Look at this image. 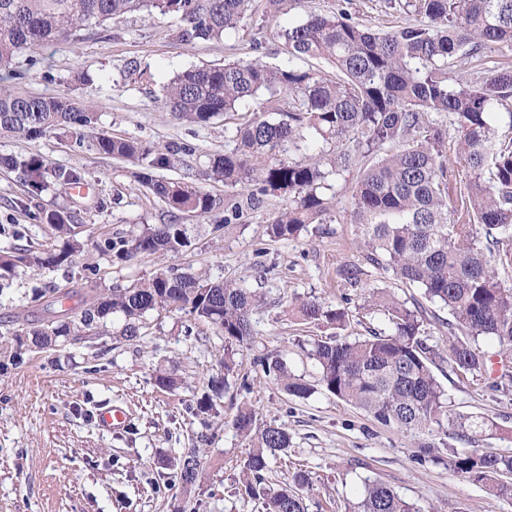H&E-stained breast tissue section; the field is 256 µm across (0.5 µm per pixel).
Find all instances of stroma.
<instances>
[{"mask_svg":"<svg viewBox=\"0 0 512 512\" xmlns=\"http://www.w3.org/2000/svg\"><path fill=\"white\" fill-rule=\"evenodd\" d=\"M340 8L373 28L390 30L407 20L388 8L386 0H284L274 21L255 14L221 39L187 43L176 36L177 17L131 14L83 31L79 41L17 53L0 65V87L26 95L73 97L98 112V129L108 135L150 146H191V153L180 154L176 167L168 170V178L204 184L222 201L239 198L244 189L201 181L210 158L234 148L231 123L220 116L204 126L177 120L160 100L163 86L176 73L196 66L253 58L270 66L287 65L279 31L309 13ZM35 153L50 168L79 171L84 184L78 190L53 184L33 198L19 169L0 166V249L47 244L50 235L41 215L52 210L70 213L80 234L91 231L99 240L169 222L165 205L135 181L137 163L98 155L67 134L35 141L0 135V155L22 161ZM327 197L336 222L310 225L288 240L274 241L266 233L285 205L270 197L231 223L225 222L221 207L203 217L180 215V223L195 227L193 246L186 252L119 262L92 251L72 266L30 272L1 288L2 322L18 316L49 319L47 302L72 288L128 285L170 270L205 272L245 284L267 303L253 311L254 343L240 353L251 365L250 388L225 397L222 420L209 427L188 407L203 381L219 373L224 342L212 334L200 339L186 335L189 318L179 312L148 315L147 334L134 343L117 341L122 320L114 315L101 326L95 343L27 350L22 364H7L0 370V512H260L257 500L237 490L248 446L231 421L244 404L256 410L262 424L288 431V452L272 462L266 479L275 485L295 472L308 473L311 485L303 491L307 512H338L339 506L357 502L365 482L373 480L387 483L422 512H452L460 505L468 512H512V494L469 483L446 463L418 460L399 431L379 426L327 394L291 397L252 366L254 356L269 353L280 357L289 372L315 379L317 368L300 344L331 330L291 316V309L304 300L345 308L349 321L341 333L352 338L386 326L382 316L363 315L375 287L407 306L421 302L427 313L448 316L425 303L419 289L387 273L370 271L359 287L344 289L342 269L363 262L355 246L356 227L347 221L350 181H338ZM160 371L179 378L176 392L156 388L154 377ZM502 371L501 364H494L486 383L478 386L459 381L444 366L434 374L449 409L497 423V430L480 437V447L512 455V394L492 387ZM106 404L131 407L125 428L98 430L96 411ZM200 435L207 442L198 480L185 488L172 475Z\"/></svg>","mask_w":512,"mask_h":512,"instance_id":"obj_1","label":"stroma"}]
</instances>
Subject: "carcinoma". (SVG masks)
<instances>
[{
  "label": "carcinoma",
  "instance_id": "cac0c4a2",
  "mask_svg": "<svg viewBox=\"0 0 512 512\" xmlns=\"http://www.w3.org/2000/svg\"><path fill=\"white\" fill-rule=\"evenodd\" d=\"M254 2L0 0V64L24 49L76 41L84 28L135 12L178 17V36L185 42L218 39L238 29ZM387 5L411 19L381 32L339 9L310 13L280 31L289 59H323L331 73L291 63L270 68L258 59L203 65L175 75L164 88V104L175 118L206 125L254 102L249 118L235 127L233 150L211 158L203 177L249 189L246 201L227 206L235 219L268 197L288 201L268 224L274 241L294 238L309 224L333 223L325 190L331 180L356 173L349 216L365 261L420 289L451 316L444 322L452 337L448 349L434 348L424 338L427 312L378 291L374 307L388 328L354 339L327 336L303 349L317 368L316 383L288 373L277 356H257L253 363L293 397L306 399L318 390L332 395L406 434L419 457H446L467 481L512 492V482L503 481L512 476V455L472 447L497 424L481 415L449 412L433 372L446 364L449 372L482 384L491 362L480 345L485 338L498 343L501 360L512 358V288L500 280V272L512 271V63L505 61L512 55V0H388ZM458 58L485 66L464 78L450 70ZM442 115L454 135L438 121ZM97 125V113L72 98L0 88V133L34 141L63 131L104 157L137 160V180L173 217L204 216L217 207L204 187L157 176L189 148L146 147L101 133ZM0 163L20 166L32 197L48 188L50 177L64 185L82 181L75 170L49 169L39 154L20 163L0 157ZM46 220L53 243L41 251L29 244L0 250V282L21 271L70 266L91 247L126 261L193 245L188 224L151 225L129 239L100 243L91 234L78 237L64 212H52ZM262 304V296L232 280L161 272L87 294L59 320H25L11 336L20 348L52 349L98 337L101 323L118 315L120 338L137 342L146 336L149 312H182L224 338V372L209 378L190 406L193 416L206 419L219 416L231 387L249 390L234 355L251 345V313ZM294 315L333 328L349 321L347 311L315 299L298 304ZM232 426L253 440L243 459V486L260 501L262 512H307L301 490L309 486L308 474L297 472L292 483L278 488L264 483L271 458L290 447L288 431L258 427L256 411L248 406L237 410ZM449 438L470 447L459 451L448 445ZM200 465L198 451L187 452L177 463L176 479L194 485ZM345 512L421 510L373 481Z\"/></svg>",
  "mask_w": 512,
  "mask_h": 512
}]
</instances>
